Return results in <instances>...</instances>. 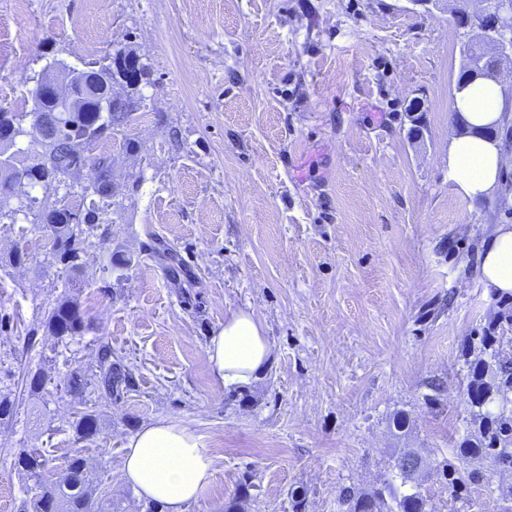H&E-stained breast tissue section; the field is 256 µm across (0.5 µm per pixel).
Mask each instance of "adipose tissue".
Instances as JSON below:
<instances>
[{"label": "adipose tissue", "mask_w": 512, "mask_h": 512, "mask_svg": "<svg viewBox=\"0 0 512 512\" xmlns=\"http://www.w3.org/2000/svg\"><path fill=\"white\" fill-rule=\"evenodd\" d=\"M498 83L477 80L456 92L460 133L448 145V177L469 200L491 195L506 163L500 141L491 129L504 120ZM476 270L486 288L512 294V225L494 228L478 258ZM271 348L254 312L230 313L211 336L205 351L214 382L229 388L248 384L265 371ZM128 483L144 501L162 512H186L199 492L211 484L214 461L195 430L184 421L160 420L144 426L128 442L122 461Z\"/></svg>", "instance_id": "1"}]
</instances>
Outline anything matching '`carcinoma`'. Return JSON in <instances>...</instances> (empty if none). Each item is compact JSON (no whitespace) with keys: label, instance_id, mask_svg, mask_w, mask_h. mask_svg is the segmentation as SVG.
I'll return each instance as SVG.
<instances>
[{"label":"carcinoma","instance_id":"carcinoma-1","mask_svg":"<svg viewBox=\"0 0 512 512\" xmlns=\"http://www.w3.org/2000/svg\"><path fill=\"white\" fill-rule=\"evenodd\" d=\"M130 52H117L111 58L103 78L116 84L125 83L131 77L137 85L130 89L132 93L142 91L140 85L150 83V71L147 65L137 68L129 66ZM104 86L78 88L77 98L73 102V111L60 113L62 127L75 126L74 134L79 136L92 127H107V131L98 140L101 159L97 167L96 179L104 189L110 182V171L106 164V154L112 152L114 133L122 132V124L128 120V107L136 104L129 98L128 104L110 103L104 99ZM32 143L41 146L42 154L48 166L35 169L30 164L16 166L11 162L0 168V198L14 195L17 189L36 186L45 192H55L59 185L54 176L77 169L85 164L81 154L61 144L55 143L40 131H31ZM103 206L96 200L88 205L79 202L61 205L35 213L33 223L37 224L55 243L52 251L55 263L62 265L74 274L83 266L85 247L89 239L96 236L103 223ZM48 331L55 336H75L85 329L84 317L79 305L70 299L59 302L46 319ZM481 352L490 356L496 364L498 378L490 383L485 380L488 368L487 360L479 359V365L470 369L468 391L471 404L482 410L483 432L481 437L465 439L456 449L455 456L438 464L442 477L446 480L449 500H463L468 496L471 486L481 481L477 470L469 471L465 465L474 461L489 460L496 466H512V414L492 411L498 401L507 398L512 392V360H501L496 353L497 336L480 338ZM98 365L93 374L74 373L69 379L70 388L82 390L94 384L103 388L113 399L122 397L134 387L132 373L119 361L112 360V352L102 346L98 351ZM75 433L80 440L95 438L99 429L97 423L88 415L76 422ZM416 453V449L407 448L396 458L392 471L394 478L383 487L371 493L361 492L351 487L340 491L338 500L342 512H436L430 496L422 490L416 478L400 470L401 458ZM15 465L33 481L35 495L27 504V512H92L91 499L87 494L88 474L86 460L79 456L66 459L63 463V478L55 482L48 477V461L37 449L18 455Z\"/></svg>","mask_w":512,"mask_h":512}]
</instances>
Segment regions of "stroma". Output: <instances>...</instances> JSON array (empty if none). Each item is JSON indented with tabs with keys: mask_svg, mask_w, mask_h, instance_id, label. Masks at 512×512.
Instances as JSON below:
<instances>
[{
	"mask_svg": "<svg viewBox=\"0 0 512 512\" xmlns=\"http://www.w3.org/2000/svg\"><path fill=\"white\" fill-rule=\"evenodd\" d=\"M119 49L152 84L128 130L139 149L115 158L132 190L107 236L74 279L37 226L0 224V394L14 402L0 420V512L35 493L15 466L30 448L52 468L81 454L95 512H145L121 463L160 419L191 422L214 460L188 512H293L296 494L302 512H341L342 488L382 487L407 448L429 465L438 512H497L512 472L485 467L469 501L452 503L436 469L478 434L467 384L481 337L512 358V297L472 273L494 226L512 224V101L505 191L469 201L448 178L451 14L412 0H0V110H30L47 61ZM117 249L133 257L120 276L107 267ZM63 298L85 313L80 335L44 326ZM240 309L262 322L272 360L226 389L205 349ZM101 345L132 371L121 400L68 385ZM86 414L100 433L80 441Z\"/></svg>",
	"mask_w": 512,
	"mask_h": 512,
	"instance_id": "obj_1",
	"label": "stroma"
}]
</instances>
